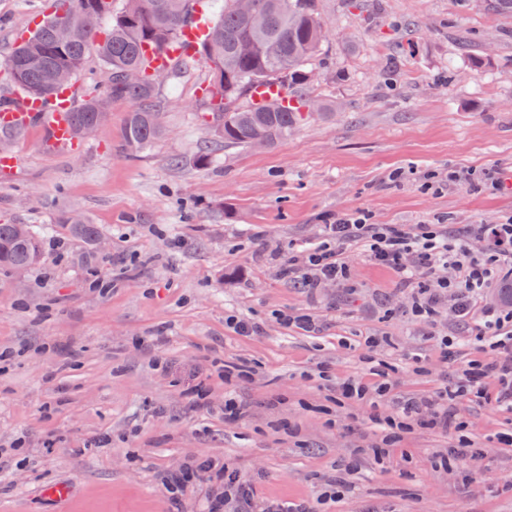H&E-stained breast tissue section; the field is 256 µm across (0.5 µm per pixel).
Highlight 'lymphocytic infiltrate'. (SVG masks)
Instances as JSON below:
<instances>
[{
    "label": "lymphocytic infiltrate",
    "instance_id": "1",
    "mask_svg": "<svg viewBox=\"0 0 512 512\" xmlns=\"http://www.w3.org/2000/svg\"><path fill=\"white\" fill-rule=\"evenodd\" d=\"M356 244L369 261L392 270L409 290L413 316L433 323L441 302H448L457 321L472 325L476 349L491 350L493 356L468 360L456 383L441 386L429 396L394 399V384L383 371L372 387L350 379L337 383L336 403H390L391 414L373 420L381 444L387 447L418 425L456 430L457 443L448 455L466 462L468 471H476L481 452L463 436L456 406L463 399L486 398L485 382L492 377L499 382L495 406L512 412V311L484 301L490 288L512 275V217L499 224H468L447 232L430 224H375L368 213L357 210L323 225L319 241L289 256L283 273L298 287L311 290L329 281H347L349 251ZM476 244L481 247L477 253L472 250ZM446 267L452 269V276L439 277V270ZM215 478L223 481L224 494L210 500L208 512H224L228 502L240 512H312L305 501L259 498L254 481L241 479L234 468L209 459L169 472L164 485L171 500L177 501L190 482L206 484Z\"/></svg>",
    "mask_w": 512,
    "mask_h": 512
}]
</instances>
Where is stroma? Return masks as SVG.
Listing matches in <instances>:
<instances>
[{
    "mask_svg": "<svg viewBox=\"0 0 512 512\" xmlns=\"http://www.w3.org/2000/svg\"><path fill=\"white\" fill-rule=\"evenodd\" d=\"M387 20L366 26L344 0H321L322 54L314 93L328 111L272 148L226 146L206 167L194 154L213 138L199 107L205 65L163 87L165 133L129 155V105L77 153L42 150L29 129L19 164L0 176V223L46 228L43 258L25 276L0 268V512H168L163 478L192 460L233 464L257 478L260 498L309 502L313 512H512V414L488 399L462 402L465 433L483 451L467 488L462 463L440 465L451 439L418 430L374 458L369 404L322 413L327 388L372 385L379 366L399 394H430L442 377L440 339L473 351L468 325L448 309L426 325L406 314L396 275L350 252V278L316 292L283 277L289 246L317 241L322 224L369 210L378 224L439 222L455 231L512 217V187L423 175L449 169L512 172V16L477 0H382ZM52 0H0V60ZM489 53L476 69L473 54ZM404 168L406 178L390 181ZM80 214L98 235L65 222ZM112 286L92 288L94 273ZM309 315L315 332L283 325ZM262 326L244 337L229 316ZM386 344L362 356L364 337ZM419 354L425 367L406 363ZM203 384L206 405H191ZM237 396L246 416L225 422ZM341 500L324 498L348 463ZM68 483L57 502L49 486Z\"/></svg>",
    "mask_w": 512,
    "mask_h": 512,
    "instance_id": "obj_1",
    "label": "stroma"
}]
</instances>
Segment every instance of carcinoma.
<instances>
[{
  "label": "carcinoma",
  "instance_id": "1",
  "mask_svg": "<svg viewBox=\"0 0 512 512\" xmlns=\"http://www.w3.org/2000/svg\"><path fill=\"white\" fill-rule=\"evenodd\" d=\"M203 0H126L112 14V0H58V10L22 39L0 62V78L15 89L49 101L57 86L45 79L49 70L63 71L75 83L84 70L90 51H95L107 73L105 94L92 89L75 102V134L84 140V127L95 122L111 101L130 103L124 130L125 147L139 151L164 134L159 118L163 102L159 87L151 82L153 69L144 62V51L174 44L181 29L190 23ZM265 15V24L251 25L238 7V0H222L207 37L194 50V60L215 77L202 97L203 115L220 113L223 128L215 131L222 143L250 148L263 141L271 148L288 138L304 121L313 98L306 76L311 60L326 38L318 0H254ZM112 17V28L97 38L101 18ZM69 24L86 29L83 43L66 40L61 28ZM141 73L138 83L121 80L126 70ZM279 83L296 98L283 106L270 102L254 108L250 89ZM42 258V239L28 224H0V267L10 271L30 269Z\"/></svg>",
  "mask_w": 512,
  "mask_h": 512
}]
</instances>
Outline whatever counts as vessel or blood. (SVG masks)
Here are the masks:
<instances>
[{
	"label": "vessel or blood",
	"instance_id": "obj_1",
	"mask_svg": "<svg viewBox=\"0 0 512 512\" xmlns=\"http://www.w3.org/2000/svg\"><path fill=\"white\" fill-rule=\"evenodd\" d=\"M74 101V91L70 88L57 93L47 103L14 92L9 101L0 105V126L18 130L40 128L43 132L42 147L49 153L77 151L78 146L72 137Z\"/></svg>",
	"mask_w": 512,
	"mask_h": 512
}]
</instances>
